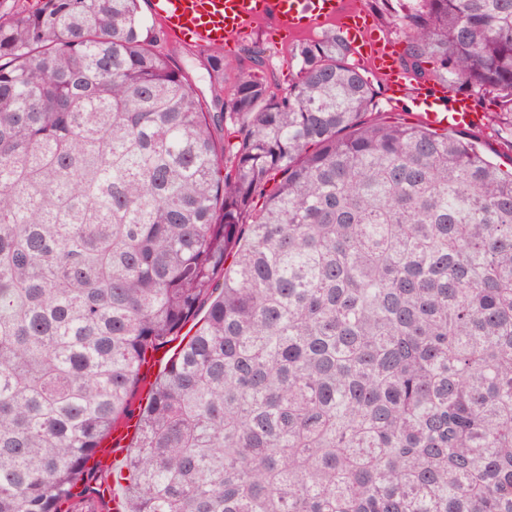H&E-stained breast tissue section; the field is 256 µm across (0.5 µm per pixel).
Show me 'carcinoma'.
I'll return each mask as SVG.
<instances>
[{
  "label": "carcinoma",
  "mask_w": 512,
  "mask_h": 512,
  "mask_svg": "<svg viewBox=\"0 0 512 512\" xmlns=\"http://www.w3.org/2000/svg\"><path fill=\"white\" fill-rule=\"evenodd\" d=\"M394 23L409 77L512 131V0ZM160 41L140 0L0 11V512L96 498L147 352L205 300L121 512H512V171L380 117L336 29L288 92L254 46L209 100Z\"/></svg>",
  "instance_id": "obj_1"
}]
</instances>
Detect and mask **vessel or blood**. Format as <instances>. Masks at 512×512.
Returning <instances> with one entry per match:
<instances>
[{"instance_id": "b4317fda", "label": "vessel or blood", "mask_w": 512, "mask_h": 512, "mask_svg": "<svg viewBox=\"0 0 512 512\" xmlns=\"http://www.w3.org/2000/svg\"><path fill=\"white\" fill-rule=\"evenodd\" d=\"M151 12L171 32L201 46L217 47L263 20L292 35L325 22L338 23L347 33L357 60L369 62L373 75L383 79L391 90H415L427 108V119L434 124L440 121L434 107L444 99L445 88L411 87L399 66L396 45L372 35L367 19L349 9L346 0H151ZM451 119L467 126L484 123L482 114L467 97L454 100ZM134 424V418L129 417L113 429L106 450L110 461L117 463L128 455Z\"/></svg>"}]
</instances>
